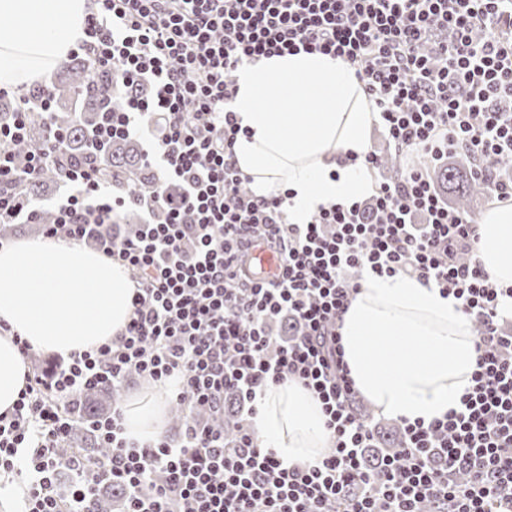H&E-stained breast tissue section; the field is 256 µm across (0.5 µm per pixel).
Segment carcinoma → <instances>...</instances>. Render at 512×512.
Listing matches in <instances>:
<instances>
[{
  "mask_svg": "<svg viewBox=\"0 0 512 512\" xmlns=\"http://www.w3.org/2000/svg\"><path fill=\"white\" fill-rule=\"evenodd\" d=\"M112 86V71H92L85 56L74 57L58 68L53 83V107L55 122L68 137V153L60 156L57 167L26 186L29 198L38 200L46 189L61 186L66 168L72 161L84 158L87 127L99 111L102 89ZM99 177L105 186L139 197L146 196V191L154 184V174L144 167L138 146L131 140L117 141L100 155ZM435 184L449 205L465 210L472 209L474 199L483 194L473 177V165L463 154H451L447 162L435 167ZM116 397L118 394L112 391V386L97 387L79 400L78 412L86 422L101 418ZM71 445L83 451L91 461L103 452L88 428L71 440Z\"/></svg>",
  "mask_w": 512,
  "mask_h": 512,
  "instance_id": "1",
  "label": "carcinoma"
}]
</instances>
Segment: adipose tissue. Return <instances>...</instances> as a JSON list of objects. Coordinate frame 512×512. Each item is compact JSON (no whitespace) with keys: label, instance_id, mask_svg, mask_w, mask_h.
Instances as JSON below:
<instances>
[{"label":"adipose tissue","instance_id":"ef3b65f1","mask_svg":"<svg viewBox=\"0 0 512 512\" xmlns=\"http://www.w3.org/2000/svg\"><path fill=\"white\" fill-rule=\"evenodd\" d=\"M0 85L38 81L85 37L86 0H0ZM230 107L242 132L234 160L254 196L287 193L288 221L373 190L361 160L379 109L354 71L319 52L247 62L233 75ZM479 259L490 279L512 287V200L492 203L477 226ZM134 285L119 263L94 249L22 240L0 247V413L12 411L28 366L13 341L69 355L116 339L130 316ZM344 361L358 392L380 413L431 422L458 408L478 354L461 303L414 275H368L342 316ZM418 341L404 356L406 338ZM253 424L286 465L319 460L330 433L319 401L288 381L256 398ZM164 402L148 388L125 404L128 437L151 441Z\"/></svg>","mask_w":512,"mask_h":512}]
</instances>
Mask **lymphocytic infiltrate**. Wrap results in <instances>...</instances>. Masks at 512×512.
Segmentation results:
<instances>
[{
  "label": "lymphocytic infiltrate",
  "mask_w": 512,
  "mask_h": 512,
  "mask_svg": "<svg viewBox=\"0 0 512 512\" xmlns=\"http://www.w3.org/2000/svg\"><path fill=\"white\" fill-rule=\"evenodd\" d=\"M78 49L92 69H111L123 111L102 105L89 154L146 135L150 199L114 194L91 163L64 173L68 189L44 225L49 240L94 242L136 283L117 340L53 357L30 377L11 413L0 414V476L23 485L20 512H97L102 488H121L125 512H512V334L498 319L504 298L478 258L475 221L449 208L424 159L460 150L497 199L512 180V0H89ZM340 58L380 110L409 164L377 183L370 203L321 209L309 223L285 218V198L254 197L233 149L240 127L229 104L246 61L298 51ZM17 95L0 142L25 140L32 115L42 146L24 168L0 151V224H31L37 202L23 187L67 146L55 126L52 90ZM145 219L116 235L120 213ZM273 269L253 264L257 248ZM409 274L460 300L477 323L471 390L444 418L401 426L402 442L377 468L364 453L374 423L354 413L341 317L367 274ZM298 323L289 339L272 331ZM171 391L185 410L180 443L138 444L124 434L120 404L91 429L107 454L87 462L61 448L76 423L78 395L129 371ZM300 383L320 402L331 446L320 460L288 467L253 426L258 391ZM72 476L68 498L55 492Z\"/></svg>",
  "instance_id": "lymphocytic-infiltrate-1"
}]
</instances>
